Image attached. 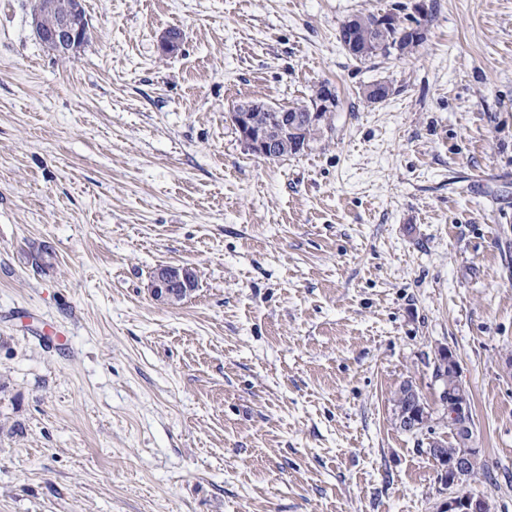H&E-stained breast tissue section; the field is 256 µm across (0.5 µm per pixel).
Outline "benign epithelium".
Wrapping results in <instances>:
<instances>
[{"label":"benign epithelium","instance_id":"7a95c632","mask_svg":"<svg viewBox=\"0 0 512 512\" xmlns=\"http://www.w3.org/2000/svg\"><path fill=\"white\" fill-rule=\"evenodd\" d=\"M76 6L72 12L55 21L52 19L54 3L52 0H38L36 11L32 16V24L38 40L58 55H67L81 47L88 32L90 23L88 16L81 7V0H75ZM338 106L336 89L326 84L318 96L315 110L302 117L291 115L288 107H280L278 111V126L259 128L250 117V106L237 108L231 114V121L237 129L240 139L254 154L266 158L279 157L280 139L284 132L293 124L309 121L313 124L327 122ZM198 281L197 270L188 265L161 266L153 273L150 290L153 297L167 305H173L180 298L194 290ZM441 400L448 414V426L452 427L462 442L459 457L446 465L442 462L438 449V440L429 441L428 452L436 460L441 469V475L448 476V500L443 505V512H488V502L482 496H474L461 490L462 479L467 476L470 463L481 454V449L473 444L469 425L470 407L461 394L445 388ZM431 420V410L425 403L419 410L406 420L408 427L413 430L425 428Z\"/></svg>","mask_w":512,"mask_h":512}]
</instances>
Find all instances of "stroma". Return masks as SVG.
<instances>
[{
    "mask_svg": "<svg viewBox=\"0 0 512 512\" xmlns=\"http://www.w3.org/2000/svg\"><path fill=\"white\" fill-rule=\"evenodd\" d=\"M427 2L413 55L360 61L342 23L412 0H85L66 58L0 0V512H437L441 347L465 489L512 512V0ZM326 82L307 149L248 150L235 108ZM197 270L188 265L161 266L153 273L150 290L153 297L164 304L174 305L194 290Z\"/></svg>",
    "mask_w": 512,
    "mask_h": 512,
    "instance_id": "obj_1",
    "label": "stroma"
}]
</instances>
